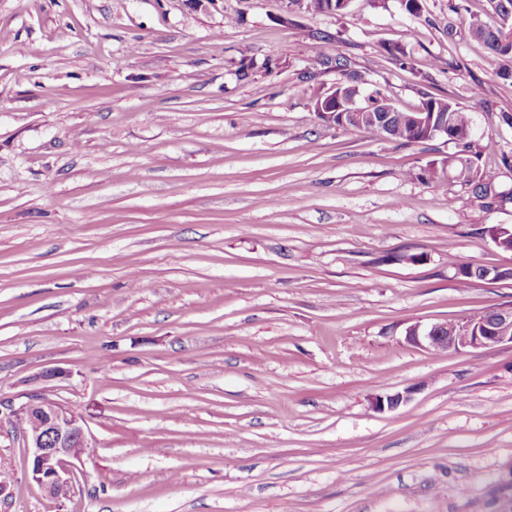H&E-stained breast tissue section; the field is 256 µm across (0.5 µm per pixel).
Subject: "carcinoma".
Segmentation results:
<instances>
[{
  "label": "carcinoma",
  "mask_w": 512,
  "mask_h": 512,
  "mask_svg": "<svg viewBox=\"0 0 512 512\" xmlns=\"http://www.w3.org/2000/svg\"><path fill=\"white\" fill-rule=\"evenodd\" d=\"M493 17L494 26H502L503 17L512 18V0H487ZM489 24L474 20L469 25V32L472 39L481 43L491 54L499 57L503 65L499 71V77L503 80H512V23L505 30L506 37L499 39L491 36L487 28ZM391 59L403 69L412 70L415 68L413 56L401 47H392L387 49ZM316 64L325 66L334 63L336 70L346 76V81L338 84L336 90L343 91V94L350 96L356 93L355 87L359 85L361 77L350 70V62L344 57H338L334 60L329 58L315 59ZM421 106L430 110L428 116L433 118V124L442 122L448 123V142L456 147V151L448 157L435 162L431 161L426 166L419 168L414 173V178L440 186L448 179V173L454 172L457 182L461 187L467 189L474 197L487 201V206H502L506 203H512V191H500L491 175L481 170L476 163L480 157L479 146L472 139V133L462 124L450 123L453 113L449 109L456 107V103L446 98L425 96ZM415 114V111H404L391 113V117L380 126H349V130L358 132H374L393 141L403 144H424L432 140L426 130L414 128L410 125L408 117ZM448 262L455 268L457 281L467 286L475 281H483L488 275L485 268L470 263H457L453 258H448Z\"/></svg>",
  "instance_id": "carcinoma-1"
}]
</instances>
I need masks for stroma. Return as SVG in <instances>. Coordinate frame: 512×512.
Masks as SVG:
<instances>
[{"label": "stroma", "mask_w": 512, "mask_h": 512, "mask_svg": "<svg viewBox=\"0 0 512 512\" xmlns=\"http://www.w3.org/2000/svg\"><path fill=\"white\" fill-rule=\"evenodd\" d=\"M486 9L0 0V400L90 432L56 502L0 414V512H512V346L404 339L512 304L448 263L512 266L487 232L512 204L413 179L445 139L323 122L341 76L308 74L337 54L399 108L451 99L512 189V81L468 35Z\"/></svg>", "instance_id": "35a3bbf8"}]
</instances>
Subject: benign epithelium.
Instances as JSON below:
<instances>
[{"label":"benign epithelium","instance_id":"obj_1","mask_svg":"<svg viewBox=\"0 0 512 512\" xmlns=\"http://www.w3.org/2000/svg\"><path fill=\"white\" fill-rule=\"evenodd\" d=\"M315 110L324 115L342 113L341 121L347 125L375 126L379 123L376 113L393 112L391 99L371 103L363 93L346 100L331 92L317 100ZM405 340L416 346L463 353L470 349L512 345V307L492 310L482 319L464 316L452 324L436 323L430 327L414 323L406 327ZM407 396L377 395L372 408L377 411L397 408ZM0 407L10 415H22L30 427L21 433L24 447L30 457L32 480L46 496L67 500L73 493L74 462L82 459L88 448V430L85 421L74 411L32 392L24 400L0 402Z\"/></svg>","mask_w":512,"mask_h":512}]
</instances>
